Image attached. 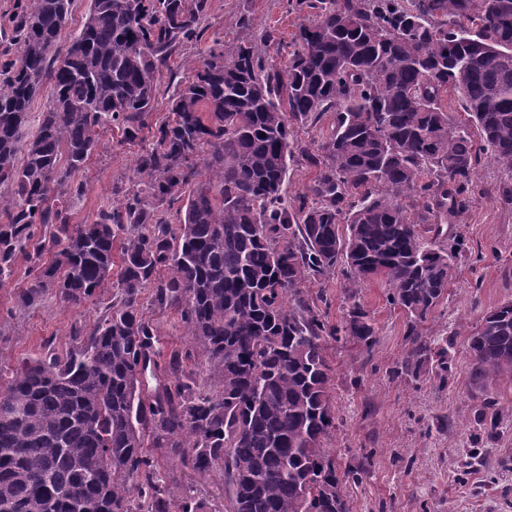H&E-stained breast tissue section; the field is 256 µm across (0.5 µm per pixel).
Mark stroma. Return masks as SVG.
I'll return each instance as SVG.
<instances>
[{
	"instance_id": "stroma-1",
	"label": "stroma",
	"mask_w": 512,
	"mask_h": 512,
	"mask_svg": "<svg viewBox=\"0 0 512 512\" xmlns=\"http://www.w3.org/2000/svg\"><path fill=\"white\" fill-rule=\"evenodd\" d=\"M205 35L172 58L177 77L187 61L201 57L215 41H255L266 29L291 41L310 13L293 9L287 0H210ZM250 14L253 27H237L240 14ZM137 147L109 142L92 159L83 178L84 191L71 202L75 222H91L111 198L115 184L127 178ZM512 169L490 161L478 168L468 207L444 224L445 235L460 236L466 257L454 274L448 298L422 331L435 341L451 338L452 365L447 376L435 370L412 379L398 374L407 347V318L386 301L379 280L359 288L357 299L378 331L372 350L348 337L328 343L333 368L331 396L336 426L324 441L339 470H355L358 481L343 491L351 512H512V385L501 383L490 394L503 410L495 435L478 425L483 398L476 394L471 358L462 331L480 314L512 299ZM25 284L23 271L0 286V367L44 348L61 351L75 345L73 329L90 330L100 306L112 298L111 285L97 291L93 304L72 306L51 295L36 306L20 309L16 295ZM306 290L324 299L329 324L337 325L350 307L342 275L309 282Z\"/></svg>"
}]
</instances>
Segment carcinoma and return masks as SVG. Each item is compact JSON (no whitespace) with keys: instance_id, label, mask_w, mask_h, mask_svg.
<instances>
[{"instance_id":"cac0c4a2","label":"carcinoma","mask_w":512,"mask_h":512,"mask_svg":"<svg viewBox=\"0 0 512 512\" xmlns=\"http://www.w3.org/2000/svg\"><path fill=\"white\" fill-rule=\"evenodd\" d=\"M209 2L90 0L66 46L73 0H17L10 17L0 285L22 259L19 308L53 290L72 305L108 281L114 292L89 333L73 331L79 343L23 357L0 381V512H210L177 489L182 469L218 478L227 512H350L342 488L356 474L323 446L336 427L327 337L374 346L354 298L375 278L407 318L400 373L448 372V348L418 327L465 257L442 220L468 207L482 158L512 169V0H296L315 18L287 58L268 54L273 29L258 44L219 42L153 125L164 69L202 38ZM448 95L464 112L448 111ZM329 112L327 137L295 140L293 125ZM107 134L151 143L132 186L75 224L69 201ZM296 156L316 175L288 198ZM338 267L353 300L339 328L302 291ZM147 290L177 311L192 349L163 355ZM465 336L477 392L512 383V300ZM190 360L214 384L185 371ZM484 408L492 435L502 412Z\"/></svg>"}]
</instances>
